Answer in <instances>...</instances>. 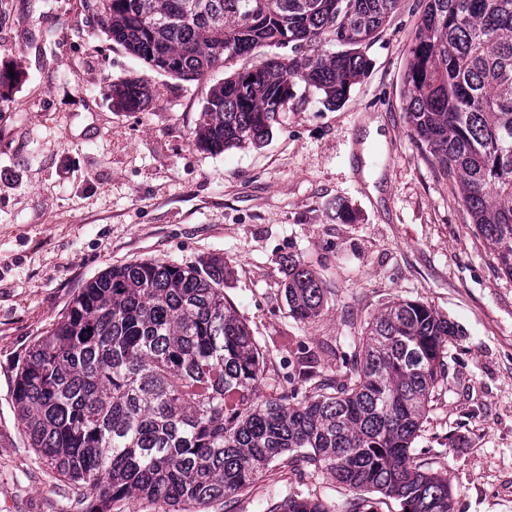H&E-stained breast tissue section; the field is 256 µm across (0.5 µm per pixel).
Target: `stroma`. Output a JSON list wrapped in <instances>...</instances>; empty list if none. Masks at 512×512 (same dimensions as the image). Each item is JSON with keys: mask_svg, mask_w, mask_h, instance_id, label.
I'll use <instances>...</instances> for the list:
<instances>
[{"mask_svg": "<svg viewBox=\"0 0 512 512\" xmlns=\"http://www.w3.org/2000/svg\"><path fill=\"white\" fill-rule=\"evenodd\" d=\"M425 0H399L364 46L371 65L335 108L298 91L264 142L196 146L209 90L249 67L241 58L183 81L112 42L83 0H0V512H61L67 488L21 434L16 365L92 279L142 260L188 266L224 258V293L260 343L284 350L278 382L311 351L334 378L347 339L385 306L421 301L457 325L417 441L444 472L455 512H512V277L476 234L460 191L412 137L403 74ZM141 80L143 110L112 105L110 87ZM380 197L360 171L366 118ZM347 207L353 222L338 219ZM326 290L315 321L288 315L287 257ZM291 492L350 512H399L329 474L289 475Z\"/></svg>", "mask_w": 512, "mask_h": 512, "instance_id": "1", "label": "stroma"}]
</instances>
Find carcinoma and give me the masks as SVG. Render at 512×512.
<instances>
[{
    "mask_svg": "<svg viewBox=\"0 0 512 512\" xmlns=\"http://www.w3.org/2000/svg\"><path fill=\"white\" fill-rule=\"evenodd\" d=\"M399 0H84L107 36L154 70L196 80L265 47L210 90L196 145L223 152L269 137L275 113L310 88L338 107L365 74L361 49ZM332 40L343 49L328 53ZM416 142L458 185L471 223L512 277V0H426L403 75ZM135 112L153 100L136 80L111 86ZM322 281L290 259L289 317L315 320ZM458 335L431 306H386L347 341L344 380L297 359L305 389L273 388L271 351L224 295V258L183 267L146 260L90 281L19 362L12 399L29 445L69 489L65 512L228 506L280 464L327 472L400 512H454L448 478L416 442L445 351ZM266 512H333L285 492Z\"/></svg>",
    "mask_w": 512,
    "mask_h": 512,
    "instance_id": "obj_1",
    "label": "carcinoma"
}]
</instances>
